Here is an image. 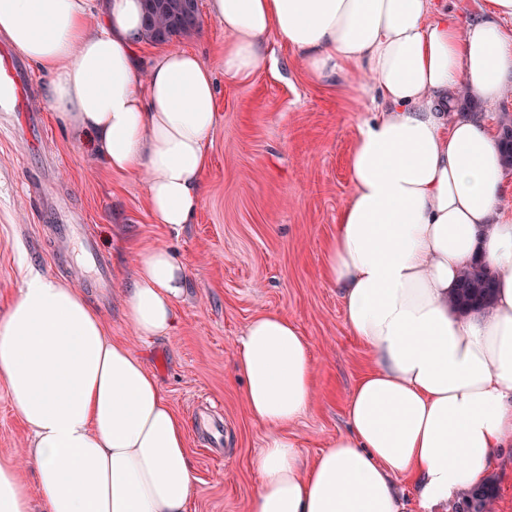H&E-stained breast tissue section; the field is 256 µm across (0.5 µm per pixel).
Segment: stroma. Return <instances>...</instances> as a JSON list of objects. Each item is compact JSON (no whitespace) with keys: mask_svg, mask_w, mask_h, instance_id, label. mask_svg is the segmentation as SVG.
Wrapping results in <instances>:
<instances>
[{"mask_svg":"<svg viewBox=\"0 0 512 512\" xmlns=\"http://www.w3.org/2000/svg\"><path fill=\"white\" fill-rule=\"evenodd\" d=\"M223 26L203 17L198 30L175 40L218 66ZM268 65L247 80L217 79L220 120L213 133L205 194L193 223H153L144 179L112 172L54 120L46 97L50 76L31 62L29 108L46 127L39 156L25 154L21 138L0 130V309L13 300L28 268L82 289L105 318L112 340L129 345L154 372L187 427L195 481L186 512H247L259 488L256 468L264 427L249 416L234 349L255 315L288 316L309 343L315 397L291 427L307 460H314L347 427L345 406L370 369L369 351L344 319L339 292L320 271L323 250L352 192L347 158L362 123L371 118L356 80L339 74L312 80L296 53L269 40ZM475 114L493 127L512 121V96L488 107L460 98L442 118ZM82 221L112 288L86 287L89 275L65 257L66 245L45 220L41 201ZM168 248L187 271L168 336H137L126 322L120 290L133 277L139 251ZM207 414L224 423L223 455L209 450L196 422ZM31 434L0 382V455H15Z\"/></svg>","mask_w":512,"mask_h":512,"instance_id":"obj_1","label":"stroma"}]
</instances>
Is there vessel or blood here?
<instances>
[{
    "label": "vessel or blood",
    "mask_w": 512,
    "mask_h": 512,
    "mask_svg": "<svg viewBox=\"0 0 512 512\" xmlns=\"http://www.w3.org/2000/svg\"><path fill=\"white\" fill-rule=\"evenodd\" d=\"M18 59L7 44H0V117L9 119L21 132L28 153L40 152L42 141L35 129L39 125L36 113L28 108L26 77L17 67Z\"/></svg>",
    "instance_id": "vessel-or-blood-1"
}]
</instances>
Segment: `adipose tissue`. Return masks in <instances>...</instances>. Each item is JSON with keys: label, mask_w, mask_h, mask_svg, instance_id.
Listing matches in <instances>:
<instances>
[{"label": "adipose tissue", "mask_w": 512, "mask_h": 512, "mask_svg": "<svg viewBox=\"0 0 512 512\" xmlns=\"http://www.w3.org/2000/svg\"><path fill=\"white\" fill-rule=\"evenodd\" d=\"M209 14L226 34L225 75L251 76L273 38L315 79L357 75L375 110L321 258L373 368L345 433L306 461L288 430L314 397L309 345L284 315L250 321L234 364L267 433L249 512H402L398 475L426 510L482 483L512 446V215L495 131L473 117L445 124L437 108L461 93L491 106L512 95V0H485L471 20L433 0H209ZM0 34L50 72L49 104L74 140L143 176L154 223H192L219 121L198 53L170 49L142 67L141 0H0ZM476 258L496 274L495 302L464 315L451 297ZM185 283L168 249L138 254L122 291L137 335H168ZM0 382L31 433L21 454L0 456V512H186L185 424L78 288L24 277L0 312Z\"/></svg>", "instance_id": "adipose-tissue-1"}]
</instances>
